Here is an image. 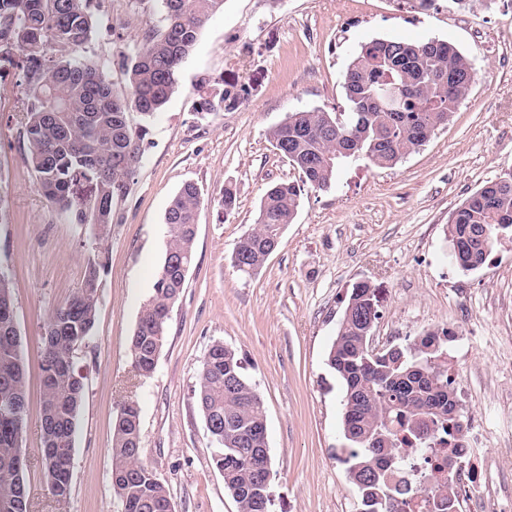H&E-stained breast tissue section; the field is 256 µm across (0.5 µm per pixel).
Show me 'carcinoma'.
Segmentation results:
<instances>
[{
	"mask_svg": "<svg viewBox=\"0 0 512 512\" xmlns=\"http://www.w3.org/2000/svg\"><path fill=\"white\" fill-rule=\"evenodd\" d=\"M162 2L164 25L146 32L138 51L123 60L125 83L117 89L105 65L79 55L94 28L95 0H0V77L13 72L23 95L25 161L47 201L70 223L95 226L100 245L112 234L115 206L129 192L151 118L178 91L180 67L204 24L224 8V0ZM474 80L469 59L442 40L362 45L343 77L350 111L304 108L270 131L273 147L297 169L299 181L265 191L255 227L237 243L234 265L246 274L261 268L268 245L293 223L302 192L330 189L343 165L365 159L392 167L415 152L449 120ZM244 101V89L224 86L221 77L204 78L192 112L203 119ZM82 178L94 184L85 198L74 192ZM202 203L199 187L186 182L165 212L164 261L130 341L142 378L156 369L170 313L185 288L180 263L192 262ZM211 203L221 213L233 212L238 198L232 184ZM505 237L512 239V176L471 194L447 225V238L462 249L457 265L467 271L484 265ZM106 267L103 251L88 260L82 287L54 309L46 331L40 464L59 502L70 496L76 418L85 395L72 354L93 334ZM377 307L372 285H353L327 359L345 389L343 462L358 489L357 512H457L458 492L445 471L465 457L467 425L455 410V378L443 349L451 332L428 331L398 354L373 356L364 327L378 319ZM194 394L224 490L239 512H269L266 407L233 347L210 345ZM14 407L27 413L26 381L12 283L1 275L0 512H30ZM423 473L432 480L426 506L417 496ZM112 475L124 512H170L168 488L141 461L140 408L132 400L114 422Z\"/></svg>",
	"mask_w": 512,
	"mask_h": 512,
	"instance_id": "carcinoma-1",
	"label": "carcinoma"
}]
</instances>
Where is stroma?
<instances>
[{"label": "stroma", "mask_w": 512, "mask_h": 512, "mask_svg": "<svg viewBox=\"0 0 512 512\" xmlns=\"http://www.w3.org/2000/svg\"><path fill=\"white\" fill-rule=\"evenodd\" d=\"M99 25L86 57L119 63L161 25V0H96ZM374 39L444 40L467 56L476 78L447 123L395 166L341 168L326 191L305 190L277 250L254 275L232 265L255 225L261 197L297 170L273 148L270 130L288 113L344 112L343 75ZM244 88L234 109L196 120L202 79ZM180 89L150 123L149 143L98 246L40 193L19 135L23 104L0 79V267L13 282L28 409L22 435L30 512H123L112 485V432L120 407H140L141 460L166 484L175 512H237L214 467L193 390L217 340L235 348L267 410L270 512H356L358 491L342 461L343 387L327 364L353 284L377 292L379 348L450 329L448 364L470 429L486 442L482 476L466 512L504 496L512 470V240L479 269L463 271L446 228L456 208L512 172V0H224L184 60ZM187 181L204 195L233 183L238 207L221 218L201 208L186 286L172 309L150 378L136 376L130 339L153 292L166 248L164 213ZM104 252L93 336L73 353L85 384L77 416L71 494L56 501L39 465L42 337L52 311L82 286L86 262Z\"/></svg>", "instance_id": "stroma-1"}]
</instances>
